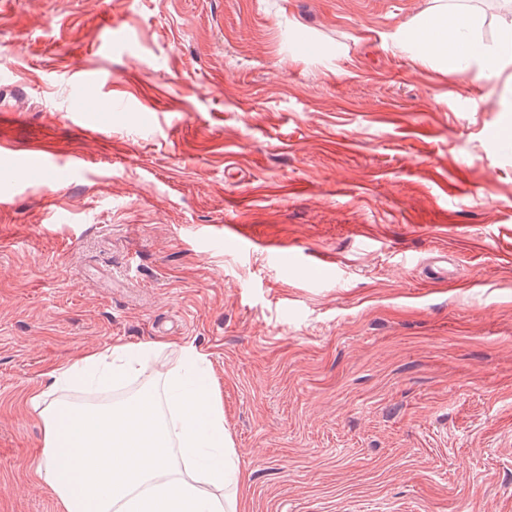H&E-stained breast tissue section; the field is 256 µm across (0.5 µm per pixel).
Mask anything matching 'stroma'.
I'll return each instance as SVG.
<instances>
[{"mask_svg":"<svg viewBox=\"0 0 512 512\" xmlns=\"http://www.w3.org/2000/svg\"><path fill=\"white\" fill-rule=\"evenodd\" d=\"M434 4L0 0L16 156L86 167L0 155V512H58L48 372L154 341L130 384L205 353L245 512H512V65L418 57ZM75 70L120 104L77 120ZM26 158L47 171L55 181L67 180L79 174L84 168V160L81 156L73 155L64 161H56L54 154L41 146L28 148ZM272 257L282 267L296 265L299 262H307L310 267L325 270L330 267V258L322 252H308L301 255L288 246H278L271 251Z\"/></svg>","mask_w":512,"mask_h":512,"instance_id":"1","label":"stroma"}]
</instances>
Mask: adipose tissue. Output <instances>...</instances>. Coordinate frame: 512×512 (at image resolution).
Returning <instances> with one entry per match:
<instances>
[{"label": "adipose tissue", "instance_id": "ef3b65f1", "mask_svg": "<svg viewBox=\"0 0 512 512\" xmlns=\"http://www.w3.org/2000/svg\"><path fill=\"white\" fill-rule=\"evenodd\" d=\"M479 21L439 4L405 38L420 57L442 55L460 71L512 64V33L494 43L476 33ZM154 344L115 343L54 369L47 390L30 400L43 428L40 478L53 490L59 512H241L246 476L224 428L216 383L186 385L188 369L205 356L193 347L148 387L119 403L76 404L57 394L82 373L120 385L140 370Z\"/></svg>", "mask_w": 512, "mask_h": 512}]
</instances>
